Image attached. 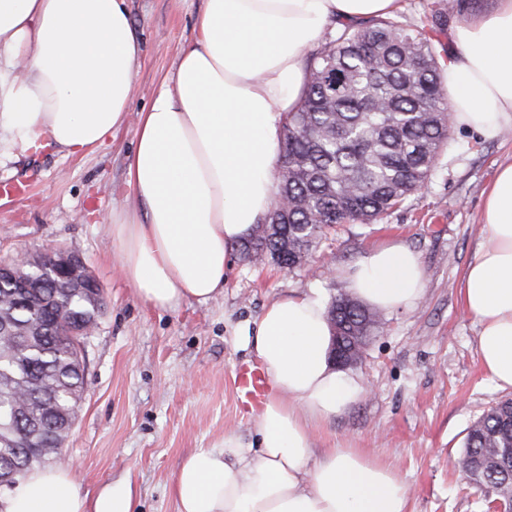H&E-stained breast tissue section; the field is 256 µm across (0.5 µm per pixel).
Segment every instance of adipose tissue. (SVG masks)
<instances>
[{"label":"adipose tissue","instance_id":"ef3b65f1","mask_svg":"<svg viewBox=\"0 0 512 512\" xmlns=\"http://www.w3.org/2000/svg\"><path fill=\"white\" fill-rule=\"evenodd\" d=\"M397 0H207L172 78L140 112L127 181L137 208L113 214L121 269L146 304L170 310L224 292L233 246L272 208L283 124L305 88L304 51L335 21L387 16ZM140 44L124 0H0V150L51 140L78 155L126 124ZM456 125L486 136L512 126V0L455 30L443 67ZM482 237L463 275L487 378L512 389V163L486 190ZM341 277L380 311L425 291L405 243L372 247ZM238 334L272 394L245 445L187 455L177 512H409L397 472L358 448L313 451V432L358 403L363 380L330 358L327 301L311 288L267 305ZM5 512H133L128 491L83 496L67 470L29 472Z\"/></svg>","mask_w":512,"mask_h":512}]
</instances>
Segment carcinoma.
<instances>
[{
  "label": "carcinoma",
  "instance_id": "1",
  "mask_svg": "<svg viewBox=\"0 0 512 512\" xmlns=\"http://www.w3.org/2000/svg\"><path fill=\"white\" fill-rule=\"evenodd\" d=\"M443 32L439 15L428 24L374 16L327 34L284 121L277 194L292 205L269 213L267 227L240 245L246 261L292 271L336 225L374 224L428 184L453 126L436 48ZM104 304L61 280L26 296L0 286V512L29 471L57 459L85 392V366L75 337L62 335L60 307L92 328ZM328 316L357 363L381 313L341 295ZM502 448H512V398L473 423L456 461L479 469L476 486L504 498L512 484L499 467L512 461L498 459Z\"/></svg>",
  "mask_w": 512,
  "mask_h": 512
}]
</instances>
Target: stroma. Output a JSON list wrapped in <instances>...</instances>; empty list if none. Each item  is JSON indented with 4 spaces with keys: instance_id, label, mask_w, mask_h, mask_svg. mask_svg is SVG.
Listing matches in <instances>:
<instances>
[{
    "instance_id": "1",
    "label": "stroma",
    "mask_w": 512,
    "mask_h": 512,
    "mask_svg": "<svg viewBox=\"0 0 512 512\" xmlns=\"http://www.w3.org/2000/svg\"><path fill=\"white\" fill-rule=\"evenodd\" d=\"M206 0H126L143 46L129 119L97 149L68 156L55 148L0 157V181L34 179L23 200L0 205V263L23 250L54 244L79 253L106 299L85 348L86 391L64 450L83 496L131 488L135 512H177L171 494L188 454L219 448L225 436L254 439V416L238 411L233 372L253 359L237 334L282 296L311 288L331 299L346 291L338 271L371 247L399 240L417 252L426 293L412 310L385 313L361 361L351 368L367 393L320 428L315 449L362 448L392 466L412 512H487L496 492L473 487L455 461L470 425L505 399L483 371L479 325L460 299V282L480 242L484 192L500 164L512 161V128L486 137L453 128L448 149L423 192L375 224H343L288 272L232 255L224 293L209 303L159 310L141 301L124 278L118 247L101 215L134 205L127 161L136 118L158 83L174 74L193 42ZM496 0H400L401 19L446 14L440 62L453 47V26L491 12Z\"/></svg>"
}]
</instances>
